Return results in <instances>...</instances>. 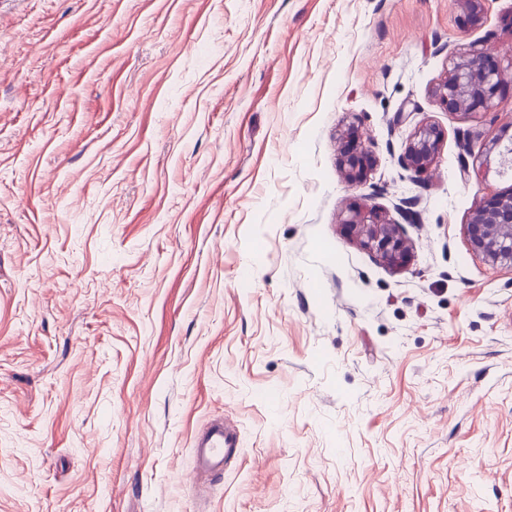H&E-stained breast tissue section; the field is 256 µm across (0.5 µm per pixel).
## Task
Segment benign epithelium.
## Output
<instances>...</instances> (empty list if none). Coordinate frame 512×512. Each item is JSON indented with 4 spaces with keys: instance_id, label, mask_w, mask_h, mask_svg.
I'll use <instances>...</instances> for the list:
<instances>
[{
    "instance_id": "obj_1",
    "label": "benign epithelium",
    "mask_w": 512,
    "mask_h": 512,
    "mask_svg": "<svg viewBox=\"0 0 512 512\" xmlns=\"http://www.w3.org/2000/svg\"><path fill=\"white\" fill-rule=\"evenodd\" d=\"M504 67L499 55L484 45L450 56L447 70L432 90L435 99L450 112H469L477 107L486 111L504 104L498 96L503 83ZM444 134L433 125L420 126L406 142L404 162L418 173L435 163ZM349 151L345 156L348 173L357 176L364 153L360 137L347 134ZM359 244L379 262L397 267L413 251L412 241L403 225L369 209L352 211L343 221ZM471 250L492 264L512 267V191L495 193L478 202L466 224Z\"/></svg>"
}]
</instances>
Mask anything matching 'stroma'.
I'll return each instance as SVG.
<instances>
[{"instance_id":"stroma-1","label":"stroma","mask_w":512,"mask_h":512,"mask_svg":"<svg viewBox=\"0 0 512 512\" xmlns=\"http://www.w3.org/2000/svg\"><path fill=\"white\" fill-rule=\"evenodd\" d=\"M474 43L512 0H0V512H512V267L465 234L512 76L432 94ZM405 199L392 269L342 221ZM499 55L484 45L451 55L447 70L432 90L435 99L451 112L486 111L504 104L498 96L504 67ZM444 134L434 124L421 125L406 142L404 162L415 172L428 171L435 163ZM197 469L206 472L224 470V461L238 448V438L232 426L224 421L210 424L193 442Z\"/></svg>"}]
</instances>
